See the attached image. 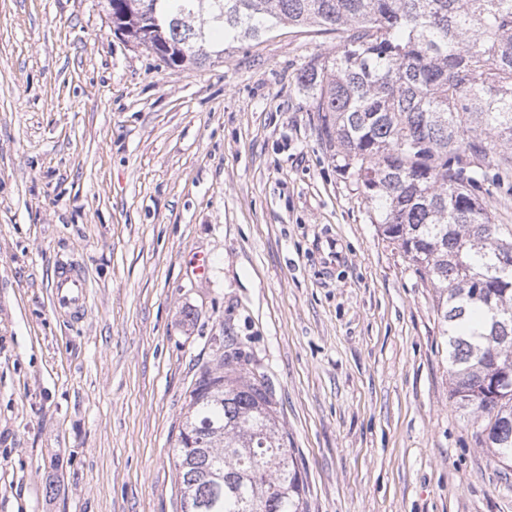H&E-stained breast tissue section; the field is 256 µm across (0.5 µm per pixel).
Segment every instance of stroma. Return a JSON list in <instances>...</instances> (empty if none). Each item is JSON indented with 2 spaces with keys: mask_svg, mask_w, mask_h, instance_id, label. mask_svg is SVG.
<instances>
[{
  "mask_svg": "<svg viewBox=\"0 0 512 512\" xmlns=\"http://www.w3.org/2000/svg\"><path fill=\"white\" fill-rule=\"evenodd\" d=\"M338 43L286 25L170 67L106 0H0V512H180L172 450L222 342L306 512H512L432 285L305 109L296 76ZM63 261L87 274L78 321L54 308Z\"/></svg>",
  "mask_w": 512,
  "mask_h": 512,
  "instance_id": "1",
  "label": "stroma"
}]
</instances>
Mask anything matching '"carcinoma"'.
I'll return each mask as SVG.
<instances>
[{"mask_svg":"<svg viewBox=\"0 0 512 512\" xmlns=\"http://www.w3.org/2000/svg\"><path fill=\"white\" fill-rule=\"evenodd\" d=\"M107 0L112 21L171 66L284 25L340 38L297 85L326 147L353 171L436 293L450 396L488 419L512 460V234L480 192L512 170V0ZM263 383L224 345L201 367L173 457L181 512H304L303 482Z\"/></svg>","mask_w":512,"mask_h":512,"instance_id":"1","label":"carcinoma"}]
</instances>
